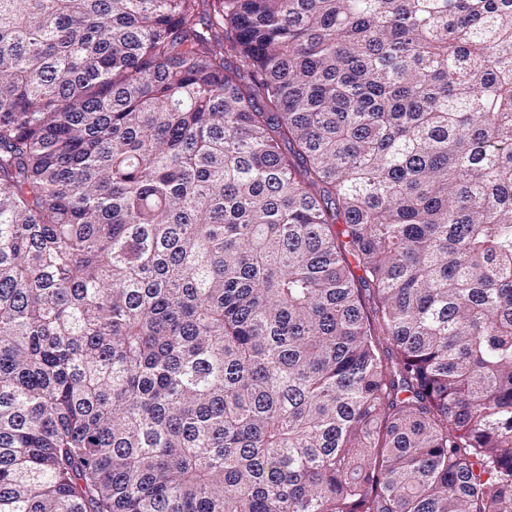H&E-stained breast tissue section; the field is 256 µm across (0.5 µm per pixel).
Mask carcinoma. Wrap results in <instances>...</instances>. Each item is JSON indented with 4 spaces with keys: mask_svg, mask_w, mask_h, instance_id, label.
<instances>
[{
    "mask_svg": "<svg viewBox=\"0 0 512 512\" xmlns=\"http://www.w3.org/2000/svg\"><path fill=\"white\" fill-rule=\"evenodd\" d=\"M0 512H512V0H0Z\"/></svg>",
    "mask_w": 512,
    "mask_h": 512,
    "instance_id": "obj_1",
    "label": "carcinoma"
}]
</instances>
